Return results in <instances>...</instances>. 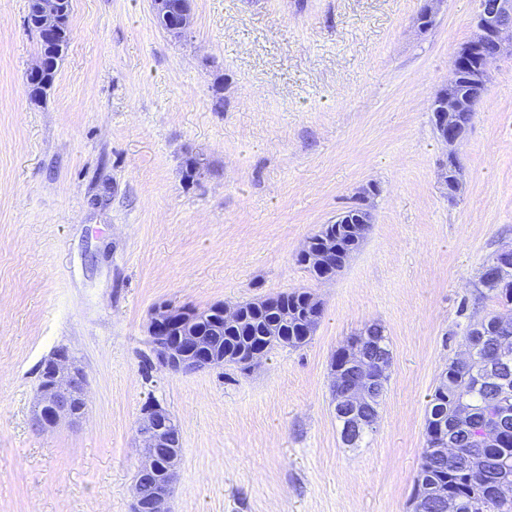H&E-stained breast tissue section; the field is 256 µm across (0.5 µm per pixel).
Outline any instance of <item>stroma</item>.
<instances>
[{"instance_id":"1","label":"stroma","mask_w":512,"mask_h":512,"mask_svg":"<svg viewBox=\"0 0 512 512\" xmlns=\"http://www.w3.org/2000/svg\"><path fill=\"white\" fill-rule=\"evenodd\" d=\"M192 0L173 40L150 0H72L46 97L27 0H0V512H133L135 423L180 426L173 512H410L428 396L495 310L476 283L512 244V56L496 61L448 200L431 103L476 0ZM200 170L185 180L188 162ZM375 186L360 248L319 280L297 252ZM308 291L324 314L252 372L149 369L163 302ZM392 359L377 422L341 440L331 364L371 323ZM72 350L86 416L40 431L42 361Z\"/></svg>"}]
</instances>
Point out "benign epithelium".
Masks as SVG:
<instances>
[{"instance_id":"1","label":"benign epithelium","mask_w":512,"mask_h":512,"mask_svg":"<svg viewBox=\"0 0 512 512\" xmlns=\"http://www.w3.org/2000/svg\"><path fill=\"white\" fill-rule=\"evenodd\" d=\"M38 27L45 38H50L67 24L64 0H36ZM155 17L160 26L174 40L182 41L192 33L193 15L191 0H151ZM512 16V0H479L473 18V40L476 46H488L491 51L483 58L478 81L488 79L491 64L503 55H512V25L506 19ZM480 106L479 97L470 100L439 94L432 102L431 111L437 139L446 148L447 160L458 161L456 148L465 131L463 118L473 121ZM369 192L358 195L356 212L341 214L337 220L356 225L357 236L365 238L371 215L367 206ZM305 263L320 271L335 274L344 263L342 252L316 248L314 238L306 240L299 252ZM310 309L306 312L302 333L311 335L317 327L323 304L316 297L308 296ZM276 298H265L250 303L229 306L217 303L212 306L226 327L243 322L248 312L271 309ZM199 310L189 306H176L164 302L157 305L148 325V337L153 354L152 365L175 373H196L235 363L248 369L258 364L267 353L252 350L233 358L217 353L202 330L196 327ZM349 352L356 358L353 371L346 373L333 368L335 409L345 419L346 432L354 436L360 430L373 426L376 417L365 415L364 407L388 365L362 353L361 344L348 341ZM512 358V344L502 345L500 352L482 365L487 373L496 374ZM88 400V380L84 366L67 347H58L41 365L31 414L37 429L47 430L67 420L80 421L85 415ZM178 424L170 412L156 401L142 409L136 422V434L141 446L139 466L133 486L134 512H170L172 488L177 480L180 462L179 445L173 441L172 432Z\"/></svg>"}]
</instances>
